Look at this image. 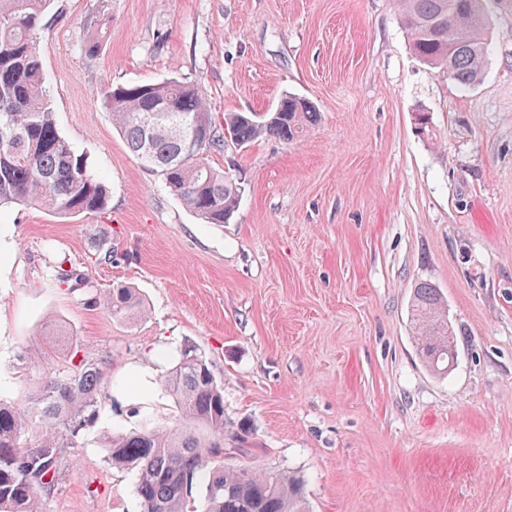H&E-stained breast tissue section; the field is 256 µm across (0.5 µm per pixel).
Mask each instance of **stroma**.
I'll return each instance as SVG.
<instances>
[{"label": "stroma", "instance_id": "obj_1", "mask_svg": "<svg viewBox=\"0 0 512 512\" xmlns=\"http://www.w3.org/2000/svg\"><path fill=\"white\" fill-rule=\"evenodd\" d=\"M487 13L485 73L462 90L412 55L393 0H58L38 39L54 119L110 200L0 207V400L78 349L110 360L111 382L42 512H141L136 472L113 469L100 436L181 426L161 381L187 344L225 420L251 427L245 448L225 436V465L301 475L309 512H512V0ZM167 78L200 82L219 118L290 93L321 120L209 152L245 184L233 217L206 224L100 104L106 86ZM421 282L458 332L443 376L411 331ZM122 286L144 316L96 304Z\"/></svg>", "mask_w": 512, "mask_h": 512}]
</instances>
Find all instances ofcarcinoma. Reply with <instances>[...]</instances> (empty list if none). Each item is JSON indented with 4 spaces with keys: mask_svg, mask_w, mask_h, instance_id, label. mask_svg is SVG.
<instances>
[{
    "mask_svg": "<svg viewBox=\"0 0 512 512\" xmlns=\"http://www.w3.org/2000/svg\"><path fill=\"white\" fill-rule=\"evenodd\" d=\"M54 0H0V206L31 204L58 214L101 212L106 185L60 135L53 119L37 49L40 20ZM485 0H394L414 56L424 65L450 70L466 89L484 75L488 47ZM110 23L100 10L86 44L98 51ZM102 104L129 150L160 175L169 192L208 224L236 212L242 175H226L204 161L224 144L244 147L261 137L283 143L316 125L320 113L309 100L284 94L279 116L236 112L216 119L198 82L166 79L111 86ZM114 317L144 314L131 288L102 297ZM410 324L419 355L430 371L448 372L456 332L435 286L414 288ZM102 363L83 359L71 372L48 375L26 396L27 405L0 401V512H39L62 482L70 448L93 422L105 390ZM182 427L103 437L102 451L114 468L138 473L142 512H306L303 481L224 465V388L206 357L188 344L163 382Z\"/></svg>",
    "mask_w": 512,
    "mask_h": 512,
    "instance_id": "cac0c4a2",
    "label": "carcinoma"
}]
</instances>
